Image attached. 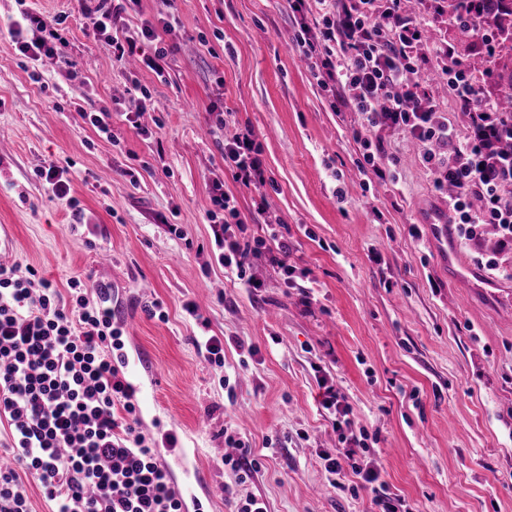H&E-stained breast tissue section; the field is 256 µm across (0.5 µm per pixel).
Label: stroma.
Returning <instances> with one entry per match:
<instances>
[{
    "mask_svg": "<svg viewBox=\"0 0 512 512\" xmlns=\"http://www.w3.org/2000/svg\"><path fill=\"white\" fill-rule=\"evenodd\" d=\"M30 3L66 14L71 63L22 56L7 32L19 5L0 0V263L32 266L61 290L80 278L92 299L110 290L126 348L141 358L138 429L149 439L173 429L186 450L160 457L172 484L212 482L208 512H233L232 491L262 497L269 512H380L369 491H339L323 469L322 451L338 444L323 376L366 429L364 460L405 512H512V253L487 224L443 262L429 222L448 202L420 146L380 131L379 164L397 181L359 168L363 119L331 109L285 0H136L124 30L169 9L177 18L162 36L160 77L113 56L80 0ZM449 13L448 0H416L412 16L434 46L418 49L409 79L463 136L440 79L445 50L490 98L512 52L489 66ZM146 92L155 110L142 111ZM104 105L108 137L84 118ZM135 115L152 136L136 132ZM240 126L261 146L258 190L224 165V138ZM51 162L68 168L80 220L37 178ZM216 182L257 244L242 279L212 250ZM273 228L288 235L295 285L265 246ZM155 304L164 318L151 316ZM199 336L223 340V365L204 359ZM230 428L259 461L244 479L222 463Z\"/></svg>",
    "mask_w": 512,
    "mask_h": 512,
    "instance_id": "obj_1",
    "label": "stroma"
}]
</instances>
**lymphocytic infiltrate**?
Wrapping results in <instances>:
<instances>
[{
	"label": "lymphocytic infiltrate",
	"instance_id": "obj_1",
	"mask_svg": "<svg viewBox=\"0 0 512 512\" xmlns=\"http://www.w3.org/2000/svg\"><path fill=\"white\" fill-rule=\"evenodd\" d=\"M301 17L296 45L322 89L332 92L333 109L361 113L367 133L363 158L379 179L384 152L378 130L403 131L422 147V161L436 172V186L452 184L448 221L471 240L485 224L495 225L501 249L512 250V114L481 96L474 78L456 61L442 72L467 120L466 136L437 112L422 106L424 96L407 76L413 52L423 43L421 27L404 13L401 0L375 12L371 0H287ZM94 30L117 58L133 54L138 42L155 44L144 65L163 75L167 51L161 34L169 16L144 21L136 35L118 34L119 0H89ZM12 42L27 58L65 61L67 38L54 22L23 8L8 27ZM261 151L252 130L224 143V164L237 182L263 179ZM212 223L218 261L245 275L252 250L229 222L240 213L222 185L211 190ZM123 328L108 300H90L80 280L54 288L34 268L0 265V419L6 420L16 465L0 469V512H31L25 478H34L54 512H183L158 444L137 431L139 404L124 372ZM324 409L333 417L339 446L323 452L332 476H359L382 512H399L378 471L360 456L368 435L355 427L335 387H327Z\"/></svg>",
	"mask_w": 512,
	"mask_h": 512
}]
</instances>
